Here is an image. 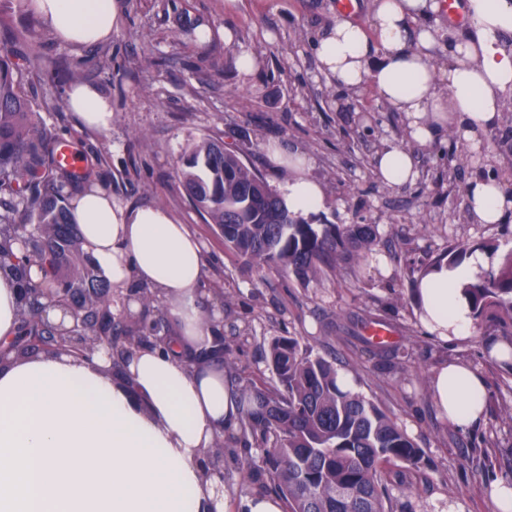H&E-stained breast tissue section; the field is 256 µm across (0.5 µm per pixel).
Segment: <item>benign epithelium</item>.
Here are the masks:
<instances>
[{
    "mask_svg": "<svg viewBox=\"0 0 512 512\" xmlns=\"http://www.w3.org/2000/svg\"><path fill=\"white\" fill-rule=\"evenodd\" d=\"M15 246L17 257L27 254L26 245L41 235L39 224L16 225ZM78 225L69 224L60 229L55 239V250L60 256L72 248L82 249L87 269L93 271L92 282L104 283V288H71V279L59 274L51 288H25L18 283L21 299L20 317L33 318L41 323L47 322L44 317L46 308L59 309L64 320L54 324L57 335L51 337L46 345L36 337L22 338L9 342L8 346L0 345V362L8 359L12 353L28 355L34 353L54 354L64 352L78 361H92L95 354L103 351L109 362V372L125 376L126 355L137 348L161 349L166 337L149 336L142 342H130L127 336L112 335V283L93 263L91 255L84 250V240L76 233ZM224 442V437L215 438V444L205 449L200 458L203 477L206 480H218L217 498L224 497V453L217 443Z\"/></svg>",
    "mask_w": 512,
    "mask_h": 512,
    "instance_id": "7a95c632",
    "label": "benign epithelium"
}]
</instances>
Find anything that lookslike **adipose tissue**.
Masks as SVG:
<instances>
[{
	"mask_svg": "<svg viewBox=\"0 0 512 512\" xmlns=\"http://www.w3.org/2000/svg\"><path fill=\"white\" fill-rule=\"evenodd\" d=\"M36 14L67 44H93L112 35L116 0H31ZM435 0H372L377 43L338 18L319 36L321 72L356 90L371 84L404 116L410 139L421 146L454 136L479 150L499 124L512 93V0H467L472 36L448 44L444 66L426 53L436 38L427 23ZM67 106L82 123L104 131L112 109L94 89L73 86ZM271 162L288 169L283 198L291 210L321 209L326 193L307 155L266 144ZM374 172L390 188L414 182L411 153L389 144L377 151ZM475 223H501L512 211L500 183L476 176L467 187ZM71 220L113 288L157 292L176 325L169 351L136 350L125 381L102 373L104 358L77 362L64 354H37L0 365V512H208L216 499L196 459L216 435L235 431L242 411L221 361L210 357L217 326L203 298L199 242L164 207H131L96 187L70 196ZM492 264L471 252L456 266L441 265L419 283L418 315L438 339L471 336L464 283ZM437 411L460 429L485 412L483 377L468 365L443 362L431 380Z\"/></svg>",
	"mask_w": 512,
	"mask_h": 512,
	"instance_id": "adipose-tissue-1",
	"label": "adipose tissue"
}]
</instances>
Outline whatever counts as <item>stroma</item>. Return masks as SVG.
<instances>
[{
  "label": "stroma",
  "mask_w": 512,
  "mask_h": 512,
  "mask_svg": "<svg viewBox=\"0 0 512 512\" xmlns=\"http://www.w3.org/2000/svg\"><path fill=\"white\" fill-rule=\"evenodd\" d=\"M111 38L73 46L59 41L27 0H0V40L14 63L34 120L53 142L92 163L89 178L133 206L161 205L203 245L206 309L224 312L221 334L238 385L271 378L266 357L277 338L334 359L339 375L374 402L423 450L417 484L392 489L395 512H492L486 488L512 482V364L495 357L501 337L474 331L442 342L416 313L410 271L453 242L512 251V215L501 224L462 221V185L480 169H497L512 187V151L491 153L448 173L447 143L413 147L417 180L384 186L373 156L385 143L402 144L405 123L371 85L359 94L319 71L315 38L336 16V0H118ZM233 41H225V32ZM253 53L259 68L242 80L234 65ZM75 83L98 90L112 106V127L84 128L66 105ZM216 139L240 154L271 188L288 174L264 146L279 142L313 160L310 174L326 192L314 224H372L373 261L301 285L272 269L246 265L224 247L215 225L184 191L180 171L192 146ZM390 333L385 346L364 322ZM461 360L484 378V419L460 430L441 417L430 381L444 361Z\"/></svg>",
  "instance_id": "1"
}]
</instances>
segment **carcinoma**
<instances>
[{"mask_svg":"<svg viewBox=\"0 0 512 512\" xmlns=\"http://www.w3.org/2000/svg\"><path fill=\"white\" fill-rule=\"evenodd\" d=\"M31 108L11 61L0 55V192L10 196L0 211V265L11 264L17 224H39L43 240L30 243L49 276L56 254L48 238L70 223L62 189L78 179L67 167L45 166L52 152L47 134L34 125ZM183 187L209 216L224 246L237 258L272 267L303 284L326 270L368 261L377 238L371 224H310L288 210L277 193L233 150L206 139L196 144L181 172ZM464 243L439 258L456 264ZM474 325L512 338V250L462 286ZM269 361L277 383L251 381L242 392L247 408L240 433L224 439V453L260 450L242 480L259 493L272 492L287 512H392L388 485L402 462L418 466L422 451L379 407L341 386L334 362L275 339Z\"/></svg>","mask_w":512,"mask_h":512,"instance_id":"cac0c4a2","label":"carcinoma"}]
</instances>
